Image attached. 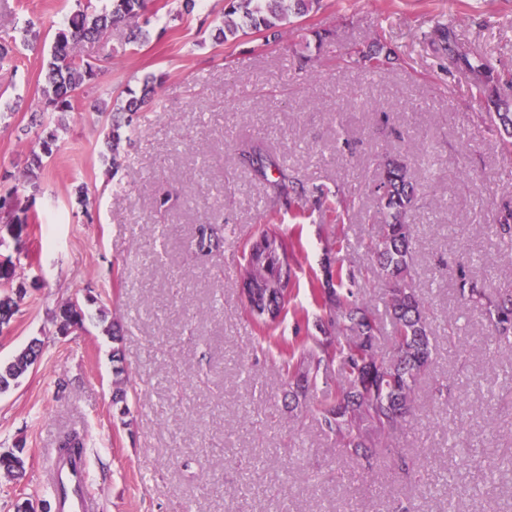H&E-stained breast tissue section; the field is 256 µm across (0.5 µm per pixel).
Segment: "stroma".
Wrapping results in <instances>:
<instances>
[{"mask_svg": "<svg viewBox=\"0 0 512 512\" xmlns=\"http://www.w3.org/2000/svg\"><path fill=\"white\" fill-rule=\"evenodd\" d=\"M73 4L0 0V40L19 37L29 20L62 23ZM222 6L199 0L180 18L177 0H151L143 45H126L115 27L78 48L89 61L116 50L99 79L113 94L148 73L166 79L127 128L117 172L101 154L108 124L87 97L64 117L40 193H18L39 221L28 224L16 265L13 283L25 293L0 331V361L34 338L44 347L0 395V451L19 445L26 459L20 481L0 480V512L27 498L52 503L48 459L73 429L87 438L88 491L101 512H512V349L488 337L480 309L452 286L456 270L440 264L470 252L471 274L512 289V248L493 233L512 203V151L484 120L468 74L430 41L436 26H452L475 59L512 78V0H322L278 29L219 44L210 30ZM375 40L392 63H350ZM51 47L44 31L34 47L17 48L4 97L25 102L0 120V171H22L37 142L32 115ZM253 140L305 184L349 192L348 220L334 223L302 201L285 206L239 161ZM396 152L427 183L412 222L435 352L416 387V418L382 440L367 473L312 411L335 393V377L318 376L307 398H293L238 278L245 248L273 227L294 272L277 336L307 347L324 340L323 291L340 266L354 272L358 302L385 316V286L365 244L375 231L370 189L382 157ZM166 193L170 207L158 210ZM201 224L219 240L206 254L196 247ZM89 296L90 312L118 322L119 344L94 318L58 334L56 306ZM116 349L129 375L122 406L112 401ZM442 383L449 391L440 396ZM493 459L502 467L490 477L480 463Z\"/></svg>", "mask_w": 512, "mask_h": 512, "instance_id": "stroma-1", "label": "stroma"}]
</instances>
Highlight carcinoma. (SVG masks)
<instances>
[{
    "mask_svg": "<svg viewBox=\"0 0 512 512\" xmlns=\"http://www.w3.org/2000/svg\"><path fill=\"white\" fill-rule=\"evenodd\" d=\"M320 7V0H224V21L216 28L214 40L225 43L239 36L275 28L288 22L291 15H304ZM148 0H77L76 9L58 27L50 57L42 63L43 77L41 110L47 124L38 136V150L31 153L23 178H14L4 172L0 178L15 179L17 185L0 193V226L7 229L13 224H27L30 217L17 214L18 187L39 189V172L43 158L51 157L58 147V130L65 128L63 116L78 111L81 93L97 87L102 69L112 63V53L105 54L95 63L80 58L78 44L97 39L112 27L127 30L126 44L139 46L148 39L145 29L150 23L147 17ZM434 39L444 44L448 52L456 56L473 75L479 93L487 106L486 118L500 134L503 148L512 150V97L501 93L499 79L494 77L487 64L474 66L468 57L456 49L457 42L450 26H438ZM381 48L372 46L358 51L354 62L367 69L383 65ZM164 75L150 73L141 81L140 91L127 90V97L114 103L112 123L105 146L110 153L112 168L122 165L119 146L121 129L131 126L133 116L144 111L155 99L156 88ZM241 157L262 177L275 163L264 153L259 144L242 150ZM381 175L374 185L376 210L371 217L374 224L389 226L386 235L374 234L370 249L376 257L381 276L386 280L385 307L390 317L391 330L376 314L371 304L353 301L354 291L346 289L339 294L328 289L336 320L331 326L336 335L312 350H302L285 359L286 374L296 379V393L306 395L308 376L323 373L336 374V393L319 401L314 411L321 416L325 430L336 437L341 447L354 453H362L366 467L372 468L373 454L367 450L366 436L371 432L389 436L403 429L415 412V389L418 380L432 362L433 345L428 326V306L419 294L415 279L416 251L415 230L411 217L424 192V185L414 180L401 157L394 155L380 164ZM277 194L290 205L297 200H313L314 204L333 215V220L349 212L351 200L345 194L334 192L319 185L311 188L284 170L272 181ZM495 235L512 246V208L504 205L500 211ZM468 254H460L457 260L459 274L456 286L460 298L481 308L486 327L495 343L512 348V290L488 292L481 280L465 272ZM292 268L288 260V248L273 232L264 231L245 252L242 266V288H251L263 295L269 291L282 295L289 287ZM16 310V301L6 294L0 296V328L9 325ZM89 318L87 307L71 310L68 303L59 306L54 315L57 331L66 333L81 329ZM389 333L392 354L384 357L377 352L380 335ZM364 338L367 348L359 358L353 351L355 339ZM39 350L27 344L9 360L0 362V394H5L19 384L33 367ZM114 386L113 402L125 401L127 371L122 366L119 350L112 352ZM63 460L70 463L85 459L84 442L76 435L67 436L59 446ZM22 449L0 452V478L8 481L19 479L25 471Z\"/></svg>",
    "mask_w": 512,
    "mask_h": 512,
    "instance_id": "cac0c4a2",
    "label": "carcinoma"
}]
</instances>
